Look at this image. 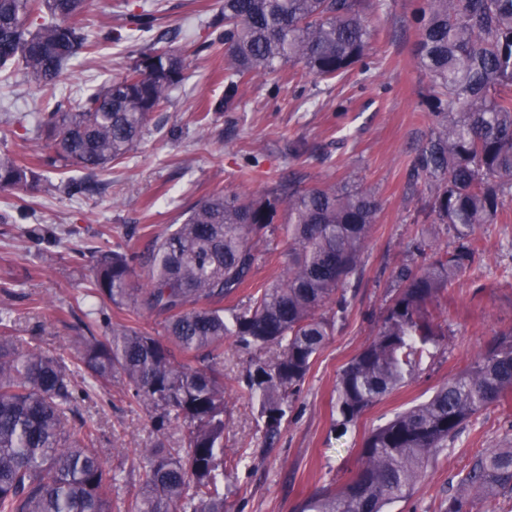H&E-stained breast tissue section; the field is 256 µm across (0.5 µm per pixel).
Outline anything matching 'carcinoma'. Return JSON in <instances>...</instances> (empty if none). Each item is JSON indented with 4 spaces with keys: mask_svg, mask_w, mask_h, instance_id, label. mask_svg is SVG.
Masks as SVG:
<instances>
[{
    "mask_svg": "<svg viewBox=\"0 0 512 512\" xmlns=\"http://www.w3.org/2000/svg\"><path fill=\"white\" fill-rule=\"evenodd\" d=\"M415 58L428 75L431 126L410 176L431 192L435 223L453 230V250L425 255L393 274V294L376 336L339 372L336 427L345 431L383 396L410 381L426 346L439 335L432 308L469 267L475 229L494 224L512 203V0H419ZM86 0H0V70L20 65L31 81L54 85L88 38L79 23ZM377 0H224L211 23L224 46V98L234 105L245 80L279 77L290 64L319 81L339 79L364 62ZM130 40L149 28L131 14ZM187 58L156 44L136 52L127 72L65 111L45 112L38 128L51 154L43 166L0 152V190L34 191L44 168L77 167L91 179L140 145L153 114L186 78ZM288 212V263L275 284L247 304L224 308L251 278L254 241ZM380 203L343 185L302 186L280 180L256 197L215 190L190 205L182 221L153 236L146 251L103 247L84 296L135 317H164V339L109 316L84 324L79 361L89 378L119 376L151 412L158 431L184 429V448L141 449L143 485L129 512H224V341L248 354L241 392L258 402L264 435L281 432L289 398L332 335L336 320L319 313L347 309ZM145 269L131 287L134 264ZM275 347L273 357L267 351ZM204 362L193 366L191 362ZM512 394V333H502L464 375L425 403L395 416L364 439L354 476L324 491L301 512H385L407 497L431 455L480 410ZM87 391L65 361L32 348L0 314V512H112V476L92 422L66 426ZM512 493V447L479 455L448 497L446 512H472L474 498Z\"/></svg>",
    "mask_w": 512,
    "mask_h": 512,
    "instance_id": "obj_1",
    "label": "carcinoma"
}]
</instances>
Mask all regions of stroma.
I'll list each match as a JSON object with an SVG mask.
<instances>
[{
    "instance_id": "obj_1",
    "label": "stroma",
    "mask_w": 512,
    "mask_h": 512,
    "mask_svg": "<svg viewBox=\"0 0 512 512\" xmlns=\"http://www.w3.org/2000/svg\"><path fill=\"white\" fill-rule=\"evenodd\" d=\"M223 5L89 0L81 20L96 46L74 58L55 87H36L17 66L0 73V152L32 160L45 149L36 138L40 114L68 109L123 74L140 44L164 34L172 48L192 54L188 78L159 112L158 126L150 127L127 159L99 174L97 188L72 197L61 193L58 184L77 171L60 165L46 172L51 189L25 196L0 190V213L13 216L12 223H0V283L8 285L0 290V312L9 311L17 335L72 366L89 315L122 318L111 304L82 297L103 243L144 251L153 234L178 223L189 205L213 190L259 195L282 176H302L308 186L349 183L374 194L381 209L348 293L349 308L293 396L274 444L264 438L256 404L237 391L246 356L232 341L224 343V504L228 512H300L308 499L354 475L369 432L428 400L470 368L497 334L512 331V213L477 229L473 261L435 313L443 335L414 377L347 431L337 430L338 373L376 335L392 274L409 259L408 244L421 236L441 249L455 242L452 230L432 221L429 189L410 179L417 148L429 132V80L414 57V4L381 0L371 15L368 70L318 83L288 65L279 84L250 83L234 109L214 112L211 104L224 95V54L209 48V24ZM131 11L152 13V30L138 41L107 39ZM204 113L210 119L206 128L198 123ZM296 147L303 154L295 160ZM286 219V211H279L274 232L256 243L253 284L282 275ZM33 227L62 237L29 239ZM80 414L98 428L94 446L112 475V512H125L144 478L140 449L159 442L179 449L182 433L176 426L154 431L150 412L119 377L92 390ZM511 442L512 397L466 421L434 453L412 496L392 503L388 512H445L474 458Z\"/></svg>"
}]
</instances>
